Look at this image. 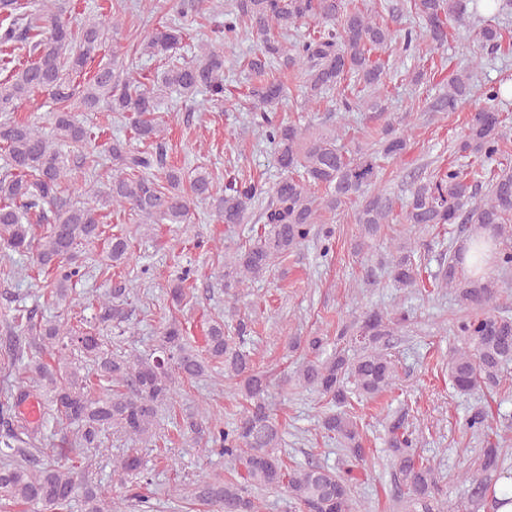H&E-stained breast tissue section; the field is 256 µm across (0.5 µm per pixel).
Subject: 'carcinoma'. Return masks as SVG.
<instances>
[{"label": "carcinoma", "mask_w": 512, "mask_h": 512, "mask_svg": "<svg viewBox=\"0 0 512 512\" xmlns=\"http://www.w3.org/2000/svg\"><path fill=\"white\" fill-rule=\"evenodd\" d=\"M203 0H177L174 19L156 29L143 44L141 55L162 57L165 69L148 81L137 62L113 58L100 64L83 83L78 74L92 62L110 38L100 22L87 21L73 28L64 19L65 0H0V45L26 48L30 61H0V112H13L20 101L46 92L55 107L49 112L52 135L39 126L11 117L0 122V151L5 165L0 172V259L3 273L15 275L12 255L35 251V261L53 274L46 285L52 304L70 305L73 279L82 277L77 264L80 247L103 234L100 210L110 206L135 217L138 224H184L192 205L204 203L224 224H247L256 203L269 197L256 236L235 250L224 252V291L234 298L239 288L264 278L309 240L323 213L347 204L356 206L354 221L360 233L354 252L362 253L395 219L420 229L452 225L474 245L479 261L488 254L501 269L512 268V148L507 109L509 88L492 83L481 93L482 103L466 121L453 147L455 160L437 167L427 178L410 185L402 201L381 187V159L401 155L407 139L389 122L375 140L342 145L350 113L387 110L389 87L395 70L385 57L394 38L387 20L354 0H232L215 37L200 41L197 53L182 54L186 22L202 9ZM401 15L416 19L405 28L400 53L423 51L428 60L461 26L470 27L472 43L509 51L503 22L512 18V0H404ZM313 20L309 35L288 37V31ZM249 35L257 51L249 62L255 79L248 111L267 141L274 144L281 178L271 187L227 173L224 190H216L207 168L190 174L167 165V147L161 124L154 117L162 92L172 90L193 99L207 94L206 102L224 101L223 45ZM291 64L293 76L311 101L331 95L333 111L341 123L312 128L279 121L275 106L286 95L274 72ZM483 57L473 52L443 83L439 67L417 72L440 86L441 93L427 105L429 112H457L477 87ZM80 112H120L132 120L134 134L151 147L139 151L118 138L107 146L112 157V179L101 188L94 179L93 129L78 118ZM76 150L68 163L62 146ZM83 174L85 194L93 202L63 196L64 184ZM46 225L37 237L33 223ZM463 246L451 245L448 257L432 276L431 286L450 289L463 314L453 320L452 333L459 345L448 353V379L460 392L480 386L497 387L512 364V316L508 304H497L499 280L463 267ZM130 239L112 235L107 247L111 264L103 275L129 259ZM417 245L393 242L385 264L397 288H423ZM129 288L117 284L98 296L95 320L112 326L123 336L130 332ZM8 335L23 337L28 346L48 353L24 365L27 384L0 391V502L22 505L30 512H61L81 498L83 512H124L125 499H114L74 478L72 448L102 451L100 436L112 429L133 441L156 434L158 412L172 399L174 378L193 381L208 373L210 362L224 363V383L247 402L243 414L224 427L203 429L188 422L202 451L217 452L230 465L233 476L208 478L193 489L194 499L217 507V512H261L254 494L259 488H283L304 512H356L353 487L356 476L348 468L331 472L309 465L290 469L281 457V430L267 401L270 375L254 368L245 347L248 323L231 326L211 319L205 351L189 341L183 323L172 317L157 336L153 352L113 354L104 348L100 333L59 315L39 320L31 309L17 307L5 319ZM409 324L403 313L369 310L357 324L336 328V347L322 357L327 341L321 336H292L288 347L301 350L307 361L297 381L317 392L341 411L328 414L322 426L336 439L345 455L358 462L365 455L362 428L354 401L393 393L397 367L388 353L387 339ZM91 363L90 371L75 363V356ZM107 384L111 394L91 396L93 385ZM39 388L53 408L59 428L75 424L74 438L63 435L60 447L43 448V423L28 420L20 406ZM468 430L487 439L476 467L461 475L466 504L462 512H499L512 505V471L500 462L503 448L512 441L493 430L488 413L472 411ZM391 466L397 480L396 498L402 512H448L439 500L435 467L417 455V441L406 415L388 423ZM146 461L134 452L113 468L112 481L125 486L133 477L146 478Z\"/></svg>", "instance_id": "obj_1"}]
</instances>
